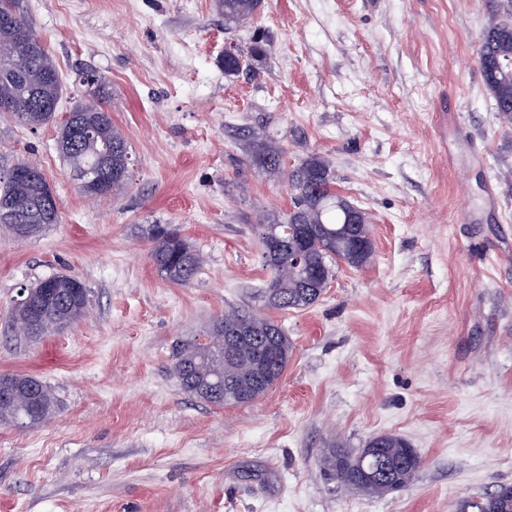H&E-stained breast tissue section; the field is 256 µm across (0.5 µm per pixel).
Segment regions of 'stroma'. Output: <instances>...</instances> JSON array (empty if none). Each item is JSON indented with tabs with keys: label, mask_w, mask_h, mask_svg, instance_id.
I'll return each instance as SVG.
<instances>
[{
	"label": "stroma",
	"mask_w": 512,
	"mask_h": 512,
	"mask_svg": "<svg viewBox=\"0 0 512 512\" xmlns=\"http://www.w3.org/2000/svg\"><path fill=\"white\" fill-rule=\"evenodd\" d=\"M60 69L67 112L99 91L134 160L126 188L82 193L58 123L0 114V166L40 167L59 223L0 228V374L42 378L61 410L0 425V512H457L512 486V119L479 68L512 0H263L232 30L216 0H20ZM246 51L224 72V48ZM264 53L249 57L253 44ZM263 128L286 167L328 160L371 216L374 254L333 266L320 299L275 312L287 368L263 396L215 407L184 394L170 346L257 305L270 272L255 225L292 207L286 177L247 158ZM201 254L190 285L150 259L155 225ZM63 272L85 316L33 342L20 288ZM421 458L406 488L337 489L319 457L375 435Z\"/></svg>",
	"instance_id": "stroma-1"
}]
</instances>
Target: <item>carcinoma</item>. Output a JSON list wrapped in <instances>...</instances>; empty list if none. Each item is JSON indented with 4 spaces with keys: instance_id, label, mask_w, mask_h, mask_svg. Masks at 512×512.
I'll use <instances>...</instances> for the list:
<instances>
[{
    "instance_id": "cac0c4a2",
    "label": "carcinoma",
    "mask_w": 512,
    "mask_h": 512,
    "mask_svg": "<svg viewBox=\"0 0 512 512\" xmlns=\"http://www.w3.org/2000/svg\"><path fill=\"white\" fill-rule=\"evenodd\" d=\"M229 27H238L255 15L260 0H217ZM0 14L11 22L0 24V58L13 42L14 34L25 30L31 38L34 54L10 59L0 66V106L14 109L13 117L21 124L37 128L56 117V111L46 110L43 103L58 104L64 93V83L57 65L44 43L34 33L21 13L19 0H0ZM479 64L485 86L491 92L497 111L512 116V22L492 19L478 43ZM256 163L268 174L281 172V151L263 139L259 132H249ZM57 148L65 157L70 173L103 165L108 178L104 189L91 190L89 195L105 197L125 186L130 177L131 157L128 142L112 124V115L92 99L78 103L61 119ZM32 178L11 175L12 168L0 171V200L28 203L24 216L0 214V227L17 237L29 238L50 224L58 223V209L49 217L32 204L39 190L41 169L29 163ZM328 163L311 156L288 172L293 209L286 214L280 227L283 240L293 242L298 231L306 233L302 245V261L295 263L290 246L272 254H263L264 264L271 273L267 287L258 295L266 309H306L320 296L314 290H325L331 276L329 261L336 259L349 266L354 263L350 246L343 231L347 209L337 203L340 197L332 187ZM150 258L158 273L170 283L191 284L202 264L194 250L177 232L157 227ZM59 296L45 297L34 284L27 287V302L14 306L13 321H26L31 305H40V319L30 339H42L60 332L85 315L89 304L88 290L78 279L56 275ZM235 332L251 337L252 342L236 347L230 361H224V336ZM260 345H270L278 351V364L265 383L257 382L260 371ZM288 337L271 317H259L249 311H234L213 321L206 336L178 338L170 348V372L183 393L206 403L224 406L250 402L269 391L282 376L288 364ZM58 409L57 398L46 383L24 373L0 374V424L35 427L52 418ZM382 444L383 456L394 463L389 475L365 482L357 489L372 496H384L407 487L416 477L419 464L406 462L413 451L399 435L380 434L371 437L366 447ZM363 452L352 453L344 448H329L322 457V468L336 482L354 485L360 470ZM458 512H512V487H501L480 500L465 499Z\"/></svg>"
}]
</instances>
